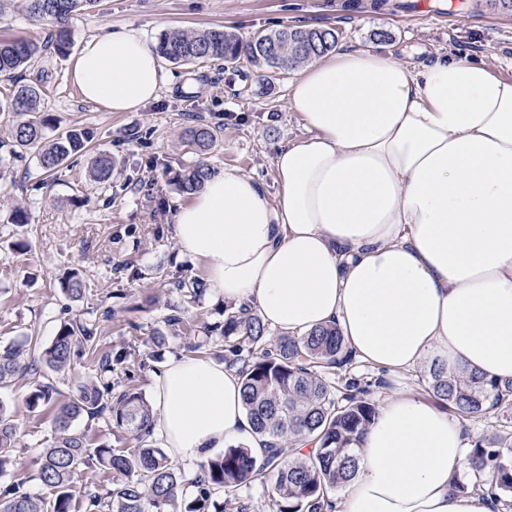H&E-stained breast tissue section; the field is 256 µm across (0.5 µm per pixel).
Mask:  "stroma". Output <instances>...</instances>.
Segmentation results:
<instances>
[{
  "instance_id": "35a3bbf8",
  "label": "stroma",
  "mask_w": 512,
  "mask_h": 512,
  "mask_svg": "<svg viewBox=\"0 0 512 512\" xmlns=\"http://www.w3.org/2000/svg\"><path fill=\"white\" fill-rule=\"evenodd\" d=\"M341 0H103L99 11L74 16L69 26V55L46 51L25 73L42 90L41 108L60 128L81 127L92 136V151L112 153V183L90 175L89 157L46 176L35 159L12 161L0 153V347L31 336L47 346L61 323L84 320L97 327L99 352L125 349L132 365L131 384L149 395L151 380L172 358L185 355L186 337L205 325L222 323L223 299L204 290L186 302L173 288L175 276L204 279L201 264L181 254L174 239V207L180 198L171 172L204 158L212 171L235 167L253 175L269 192L278 188L274 158L280 146L303 132L290 112V76L264 81L247 60L234 64L169 65L171 82L158 98L135 112H106L82 100L68 79L73 56L84 42L109 28L130 26L157 39L166 29L223 28L248 38L261 30L292 24L334 29L338 48H368L376 32L399 59L420 65L451 51L485 62L497 73L512 75V11L486 7L484 0H415V9L394 12L345 11ZM219 128L217 142L205 155L187 152L179 141L187 114ZM149 139H140L142 131ZM30 221L8 223L15 207ZM26 240L27 251L15 243ZM87 283L83 299L69 300L62 283L70 272ZM109 317H102L103 308ZM183 324L155 343L173 309ZM426 366L388 376L359 362L335 375L337 388L354 379L375 381L371 395L381 402L391 390L416 389ZM26 379L0 388L16 419L17 464L0 475V486L22 483L34 496L47 495L38 472L42 451L54 436L50 407L30 406ZM273 479L237 491L234 501L214 496L209 512H270Z\"/></svg>"
}]
</instances>
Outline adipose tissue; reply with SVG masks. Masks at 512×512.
Returning a JSON list of instances; mask_svg holds the SVG:
<instances>
[{
  "label": "adipose tissue",
  "mask_w": 512,
  "mask_h": 512,
  "mask_svg": "<svg viewBox=\"0 0 512 512\" xmlns=\"http://www.w3.org/2000/svg\"><path fill=\"white\" fill-rule=\"evenodd\" d=\"M70 78L108 112L137 111L171 80L131 27L87 40ZM287 102L305 133L275 156L276 194L227 168L174 210L214 293L291 335L336 325L353 359L388 372L436 355L512 379V76L352 48L300 67ZM151 397L172 458L261 454L237 368L172 359ZM357 453L337 512H493L453 486L472 469L461 420L420 396L384 399Z\"/></svg>",
  "instance_id": "1"
}]
</instances>
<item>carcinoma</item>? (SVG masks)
<instances>
[{
  "mask_svg": "<svg viewBox=\"0 0 512 512\" xmlns=\"http://www.w3.org/2000/svg\"><path fill=\"white\" fill-rule=\"evenodd\" d=\"M29 17L52 26L48 40L39 44L23 38L0 40V77L12 82V92L0 99V112L17 117L8 136L0 138V150L15 159L30 155L45 172L62 169L82 156L91 133L65 128L46 137L52 118L41 110V90L23 79L47 47L60 55L72 45L68 19L80 11L101 6V0H23ZM350 10L385 11L389 0H347ZM332 28L286 26L261 31L247 42L222 28L204 31L169 29L157 37V52L177 65L197 62H232L244 55L256 69L273 78L312 61L336 48ZM217 138L207 125L188 126L183 145L196 152L208 149ZM112 154L101 152L91 162V174L100 184L112 177ZM211 176L203 161L174 173L176 190L185 195L198 192ZM173 287L188 301L201 296V284L177 280ZM68 298L78 301L85 281L74 274L64 284ZM224 348L239 370L243 399L253 434L267 449L257 459L248 447L230 446L224 453L200 465L194 481L196 509L200 512L213 494L232 497L241 487L261 483L273 476L271 512H331L333 493L342 488L358 469L356 448L364 431L375 419L377 408L366 398L368 389L351 381L346 392L336 395L327 378L352 361L336 326H325L303 336H271L260 317L246 307L224 306L219 326ZM93 325L74 321L60 326L50 345L42 348L28 337L0 348V386H11L20 377L28 379L31 405L53 409L54 438L45 448L39 478L51 497H35L19 483L0 487V512H71L69 489L84 469L100 466L112 471V486L94 494L83 505L84 512H170L182 486V476L164 451L148 439L152 427L149 403L127 386L128 353L124 350L97 352ZM93 354L96 375L78 386L68 399L48 373L71 369L78 358ZM428 385L441 404L459 414L472 416L488 408L512 412V380L486 381L464 371H451L433 359L427 371ZM111 416L113 426L130 433L132 448L95 446L74 423L86 416ZM296 436H311L318 444L312 456L285 462L283 448ZM17 425L12 412L0 402V474L15 465ZM475 481L460 492H481L490 487L493 512H512V443L504 439H480L469 452Z\"/></svg>",
  "mask_w": 512,
  "mask_h": 512,
  "instance_id": "cac0c4a2",
  "label": "carcinoma"
}]
</instances>
